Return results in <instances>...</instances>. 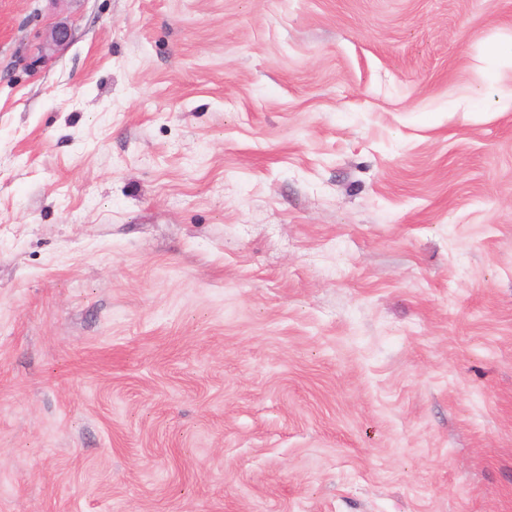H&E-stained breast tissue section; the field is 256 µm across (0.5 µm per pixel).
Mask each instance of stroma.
Returning a JSON list of instances; mask_svg holds the SVG:
<instances>
[{
    "label": "stroma",
    "mask_w": 512,
    "mask_h": 512,
    "mask_svg": "<svg viewBox=\"0 0 512 512\" xmlns=\"http://www.w3.org/2000/svg\"><path fill=\"white\" fill-rule=\"evenodd\" d=\"M511 89L512 0H0V512H512Z\"/></svg>",
    "instance_id": "stroma-1"
}]
</instances>
